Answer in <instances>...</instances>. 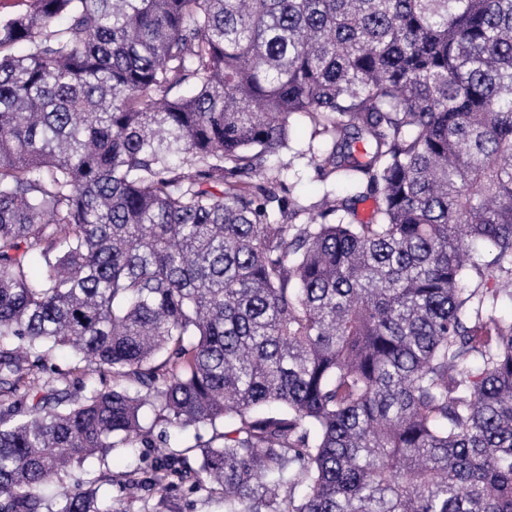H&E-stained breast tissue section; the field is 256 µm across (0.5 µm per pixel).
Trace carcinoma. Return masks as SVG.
Wrapping results in <instances>:
<instances>
[{"mask_svg":"<svg viewBox=\"0 0 512 512\" xmlns=\"http://www.w3.org/2000/svg\"><path fill=\"white\" fill-rule=\"evenodd\" d=\"M297 114L354 194L307 209L268 164ZM502 297L512 0H32L0 21V512H112L74 469L218 421L155 492L512 512ZM57 347L74 367L45 379ZM83 363L100 384L69 379Z\"/></svg>","mask_w":512,"mask_h":512,"instance_id":"carcinoma-1","label":"carcinoma"}]
</instances>
